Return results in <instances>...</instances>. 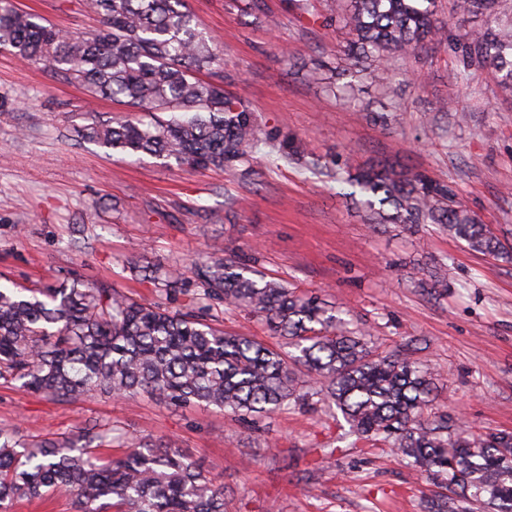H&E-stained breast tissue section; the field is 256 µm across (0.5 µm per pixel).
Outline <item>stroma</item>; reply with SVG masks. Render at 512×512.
Here are the masks:
<instances>
[{
	"instance_id": "35a3bbf8",
	"label": "stroma",
	"mask_w": 512,
	"mask_h": 512,
	"mask_svg": "<svg viewBox=\"0 0 512 512\" xmlns=\"http://www.w3.org/2000/svg\"><path fill=\"white\" fill-rule=\"evenodd\" d=\"M57 27L90 32L84 0H13ZM224 61L228 90L249 101L261 137L301 139L330 164L391 159L453 184L468 209L512 248V93L488 69L456 78L452 43H427L396 82V115L346 105L325 90L340 38L261 0L270 28L237 0H188ZM454 100L457 123L441 111ZM119 115L48 70L0 50V282L39 288L63 279L106 283L160 300L127 261L187 266L219 244L258 255L268 276L350 310L379 350H403L440 375L433 413L471 432L512 433V262L470 251L434 224H371L335 181L257 151L246 170L193 169L122 158L81 137L86 110ZM442 265L430 294L415 271ZM131 440L169 438L224 487L226 512H423L431 477L387 443L350 434L341 414L287 410L261 427L204 406L139 397L57 402L0 379V427L63 440L91 420Z\"/></svg>"
}]
</instances>
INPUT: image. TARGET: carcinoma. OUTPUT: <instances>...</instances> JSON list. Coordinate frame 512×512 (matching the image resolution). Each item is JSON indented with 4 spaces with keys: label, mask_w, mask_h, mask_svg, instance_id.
<instances>
[{
    "label": "carcinoma",
    "mask_w": 512,
    "mask_h": 512,
    "mask_svg": "<svg viewBox=\"0 0 512 512\" xmlns=\"http://www.w3.org/2000/svg\"><path fill=\"white\" fill-rule=\"evenodd\" d=\"M86 7L101 18L95 32L45 24L0 0L1 49L90 97L153 114L148 123L92 115L85 138L125 156L228 171L250 162L262 144L277 160L300 153L293 139L259 137L247 102L227 92L222 63L187 0H86ZM456 7L471 21L454 41L460 75L491 69L512 90V0H456ZM292 8L342 36L327 82L335 96L365 81L390 91L398 61L425 42L448 40L439 0H341L326 13L311 0H292ZM335 180L372 224H438L473 251L512 259L450 184L386 163L347 165ZM129 264L167 297L188 296V311L77 280L35 289L0 285V379L57 400L146 395L166 405L204 403L244 421L318 397L335 405L360 439L389 442L397 457L439 481L447 494L431 501L429 512H455L456 495L482 512H512V434L475 437L446 414L424 417L437 396V374L401 351L371 347L349 311L295 291L218 245L186 273L142 267L135 257ZM212 300L260 319L291 352L224 331L209 317ZM118 440L108 423H90L65 441L26 442L0 428V512L58 486L74 492L77 512H224V487L171 440L132 442L116 459L99 455Z\"/></svg>",
    "instance_id": "carcinoma-1"
}]
</instances>
